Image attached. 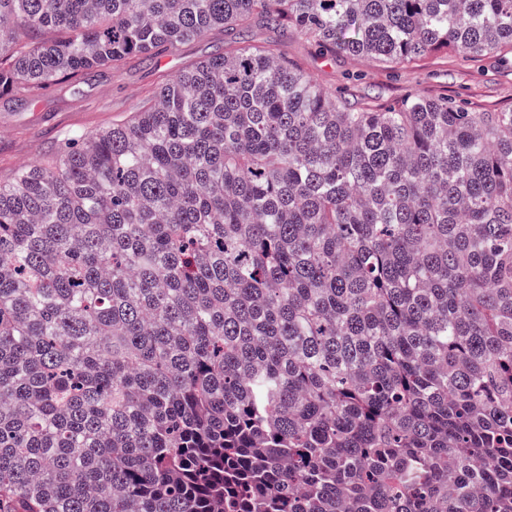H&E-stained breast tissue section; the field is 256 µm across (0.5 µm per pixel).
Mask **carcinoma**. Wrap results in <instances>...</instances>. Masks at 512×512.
<instances>
[{
  "mask_svg": "<svg viewBox=\"0 0 512 512\" xmlns=\"http://www.w3.org/2000/svg\"><path fill=\"white\" fill-rule=\"evenodd\" d=\"M256 23L512 50V0H0V94ZM0 512H512V109L231 40L0 181Z\"/></svg>",
  "mask_w": 512,
  "mask_h": 512,
  "instance_id": "carcinoma-1",
  "label": "carcinoma"
}]
</instances>
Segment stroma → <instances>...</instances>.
<instances>
[{"instance_id":"1","label":"stroma","mask_w":512,"mask_h":512,"mask_svg":"<svg viewBox=\"0 0 512 512\" xmlns=\"http://www.w3.org/2000/svg\"><path fill=\"white\" fill-rule=\"evenodd\" d=\"M256 44H271L302 67L322 89L345 97L387 105L417 95L464 101L476 111L512 108V53L469 57L451 51L401 65L363 57L319 55L299 35L256 26L245 34ZM224 34L211 31L156 58L118 69H103L55 85L37 107L0 97V179L50 159L74 131H95L131 116L157 87L193 63L219 53Z\"/></svg>"}]
</instances>
